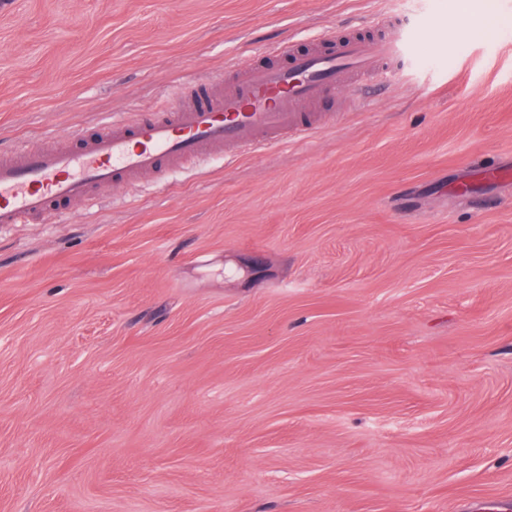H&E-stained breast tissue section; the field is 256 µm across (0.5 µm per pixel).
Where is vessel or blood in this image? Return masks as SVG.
<instances>
[{"mask_svg": "<svg viewBox=\"0 0 512 512\" xmlns=\"http://www.w3.org/2000/svg\"><path fill=\"white\" fill-rule=\"evenodd\" d=\"M371 26L369 34L327 31L301 50L280 43L245 66L193 80L192 93L167 111L104 125L76 149L16 150L14 158L0 159V226L47 218L86 201L95 187L163 176L209 148L254 152L335 124L330 102L364 103L368 89L405 63L406 20L381 12ZM498 33L491 11L466 36L485 42Z\"/></svg>", "mask_w": 512, "mask_h": 512, "instance_id": "obj_1", "label": "vessel or blood"}]
</instances>
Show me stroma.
Returning <instances> with one entry per match:
<instances>
[{
  "label": "stroma",
  "mask_w": 512,
  "mask_h": 512,
  "mask_svg": "<svg viewBox=\"0 0 512 512\" xmlns=\"http://www.w3.org/2000/svg\"><path fill=\"white\" fill-rule=\"evenodd\" d=\"M376 12L370 107L0 228V512H512V0H0V150ZM498 33L499 19L496 12L491 10L480 24L467 30L466 36L474 42H485L497 39Z\"/></svg>",
  "instance_id": "obj_1"
}]
</instances>
